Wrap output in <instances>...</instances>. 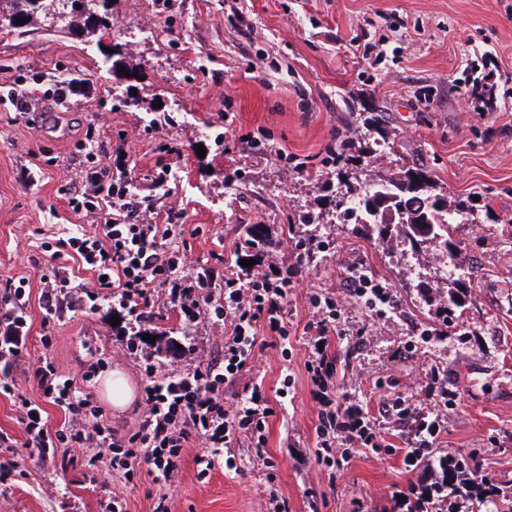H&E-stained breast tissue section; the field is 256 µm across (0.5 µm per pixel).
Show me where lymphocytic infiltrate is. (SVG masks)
Here are the masks:
<instances>
[{
    "mask_svg": "<svg viewBox=\"0 0 512 512\" xmlns=\"http://www.w3.org/2000/svg\"><path fill=\"white\" fill-rule=\"evenodd\" d=\"M96 153L97 165L82 169L67 193L74 213L97 215L99 223L91 231H61L56 238L40 296L46 319L108 308L118 313L116 333L127 351L134 352L137 337L155 329L152 307L155 294L161 292L171 309L183 314L185 323L206 317L223 330L222 357L187 363L178 373L162 378L154 361L144 359L148 412L137 430L119 434L85 387L93 380L96 365H89L77 381L47 358L31 359L26 281H5L0 286V395L12 401L23 438L18 441L1 432L0 447L11 451L20 445L51 461L61 448H92L96 459L110 457L125 482L145 472L158 483L170 480L185 448L199 439L205 447L227 451L224 464L235 468L232 448L243 437L252 447H264L275 410L260 383H252L231 411L224 407V390L250 371L259 330L287 339L284 304L289 291L299 287L302 272L297 266L273 261L247 276L231 266L188 275L186 252L172 244L183 227L170 221L159 223L153 194L132 191L131 171L123 162L124 146L111 150L100 144ZM72 261L91 274L93 285L73 280L68 268ZM219 282L224 295L218 299L212 289ZM333 330L329 317L314 323L305 366L321 406L317 446L324 452V463L340 467L350 460L352 449L376 450L384 441L378 422L361 406L335 401L328 394L337 372L328 347ZM23 362L29 365L40 400L16 390L14 373ZM47 403L65 415L63 425L54 430L43 409ZM382 405L387 422L409 424L405 465L416 467L441 431L439 414L415 408L398 394L385 396Z\"/></svg>",
    "mask_w": 512,
    "mask_h": 512,
    "instance_id": "lymphocytic-infiltrate-1",
    "label": "lymphocytic infiltrate"
}]
</instances>
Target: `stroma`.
Returning <instances> with one entry per match:
<instances>
[{
	"label": "stroma",
	"instance_id": "1",
	"mask_svg": "<svg viewBox=\"0 0 512 512\" xmlns=\"http://www.w3.org/2000/svg\"><path fill=\"white\" fill-rule=\"evenodd\" d=\"M110 38L63 33L59 19L40 17L20 32L0 28V86L46 92L53 81L93 86V97L64 107L39 102L18 114L0 106V283L27 278L32 354L47 355L74 374L100 362L90 383L113 427L126 433L146 415L140 356L126 354L106 313L68 315L44 323L38 304L41 265L49 255L32 232L65 224L91 226L74 214L65 189L85 157L75 144L86 131L127 141L136 187L165 174L171 190L161 211L181 215L177 242L195 268L223 267L258 225L265 259L302 269L305 287L285 306L287 340L259 332L257 371L269 399L284 378L292 386L269 422L262 451L236 449L239 472L223 462L199 477L198 447L185 450L168 484L142 475L127 483L77 454L67 468L24 458L22 474L0 479V512H154L167 495L170 512H270L278 496L288 512H392V495L424 476L403 463L406 429L383 424L384 448L353 449L348 465L318 460V405L305 369L308 298H333L341 311L331 337L337 374L332 398L361 401L378 416L387 392L421 404L431 376L453 396L439 406L442 431L432 456L472 460L491 476L497 496L512 498V0H117ZM386 52L370 67L364 44ZM123 54L140 76L135 91L103 65V48ZM488 75L495 109L471 94L475 74ZM176 121L155 129V104ZM383 116L395 147L362 150L368 131L350 113ZM421 164L448 203L472 198L474 221L452 239L460 265L473 269L470 304L449 323L446 340L414 286H446L434 246L405 256L371 227L343 224L324 190L389 176ZM319 223H301L304 212ZM374 271L393 291V309L376 317L347 302L352 267ZM166 340L148 343L161 371L211 358L221 332L210 321L185 327L156 305ZM121 372L131 401L112 407L104 376Z\"/></svg>",
	"mask_w": 512,
	"mask_h": 512
}]
</instances>
